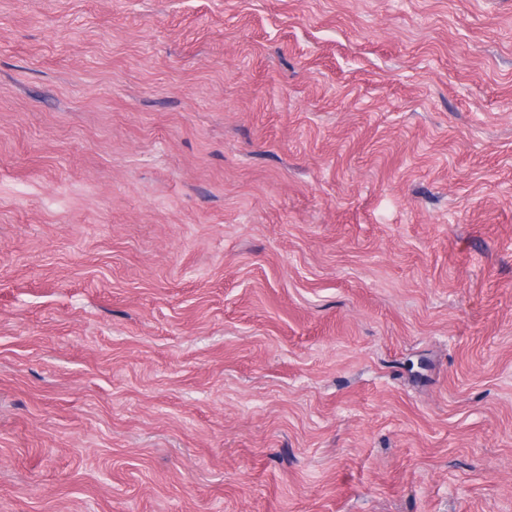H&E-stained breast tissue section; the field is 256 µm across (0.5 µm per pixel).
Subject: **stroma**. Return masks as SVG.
<instances>
[{
	"label": "stroma",
	"mask_w": 512,
	"mask_h": 512,
	"mask_svg": "<svg viewBox=\"0 0 512 512\" xmlns=\"http://www.w3.org/2000/svg\"><path fill=\"white\" fill-rule=\"evenodd\" d=\"M0 512H512V0H0Z\"/></svg>",
	"instance_id": "stroma-1"
}]
</instances>
